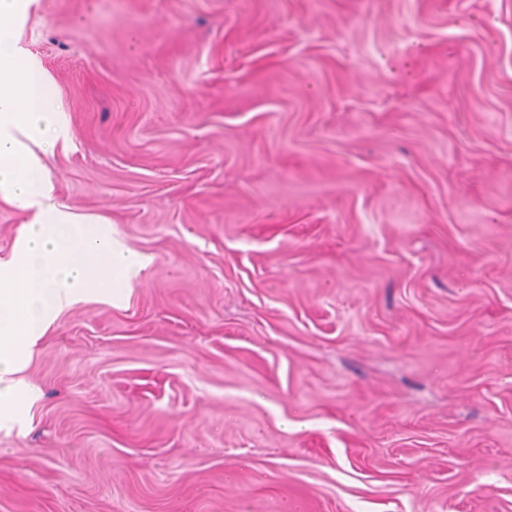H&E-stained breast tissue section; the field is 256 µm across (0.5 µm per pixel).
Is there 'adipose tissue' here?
<instances>
[{
  "label": "adipose tissue",
  "instance_id": "ef3b65f1",
  "mask_svg": "<svg viewBox=\"0 0 512 512\" xmlns=\"http://www.w3.org/2000/svg\"><path fill=\"white\" fill-rule=\"evenodd\" d=\"M30 0H0V197L31 219L0 261V427L22 420L31 396L26 353L61 314L97 297L115 306L151 265L112 225L81 222L59 206L44 162L69 130L41 61L20 43Z\"/></svg>",
  "mask_w": 512,
  "mask_h": 512
}]
</instances>
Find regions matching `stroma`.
<instances>
[{"mask_svg": "<svg viewBox=\"0 0 512 512\" xmlns=\"http://www.w3.org/2000/svg\"><path fill=\"white\" fill-rule=\"evenodd\" d=\"M54 199L149 254L33 347L0 512H512V0H32Z\"/></svg>", "mask_w": 512, "mask_h": 512, "instance_id": "35a3bbf8", "label": "stroma"}]
</instances>
